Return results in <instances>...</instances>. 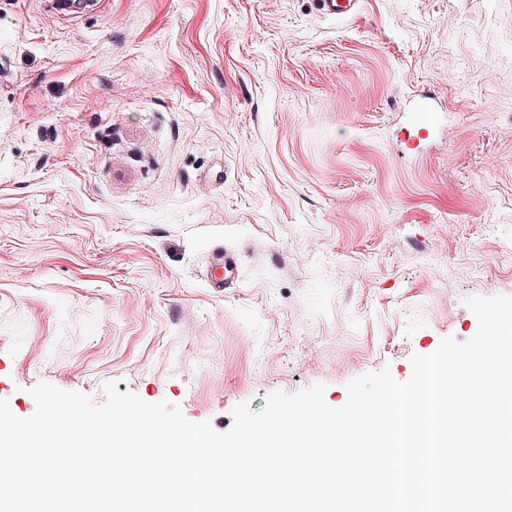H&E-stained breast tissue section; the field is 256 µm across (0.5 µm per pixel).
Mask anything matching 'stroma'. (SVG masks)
<instances>
[{
	"mask_svg": "<svg viewBox=\"0 0 512 512\" xmlns=\"http://www.w3.org/2000/svg\"><path fill=\"white\" fill-rule=\"evenodd\" d=\"M428 100L430 121L413 106ZM233 273L212 285L218 258ZM512 295V0H0V399L219 432Z\"/></svg>",
	"mask_w": 512,
	"mask_h": 512,
	"instance_id": "obj_1",
	"label": "stroma"
}]
</instances>
